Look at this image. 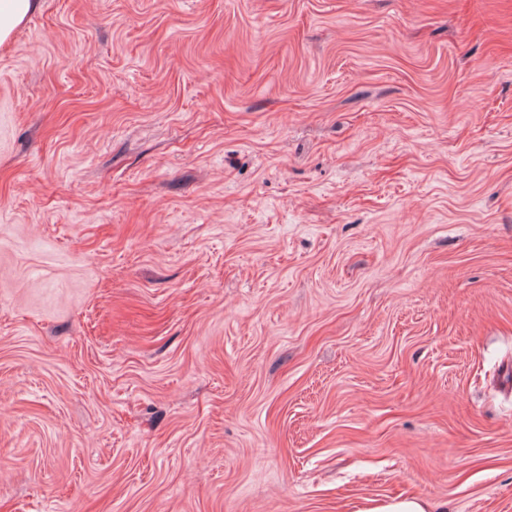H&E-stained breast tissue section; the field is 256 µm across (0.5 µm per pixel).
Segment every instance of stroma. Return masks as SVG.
Segmentation results:
<instances>
[{"mask_svg": "<svg viewBox=\"0 0 512 512\" xmlns=\"http://www.w3.org/2000/svg\"><path fill=\"white\" fill-rule=\"evenodd\" d=\"M512 512V0H41L0 47V512ZM359 512H433L426 501L418 497H403L388 502H373Z\"/></svg>", "mask_w": 512, "mask_h": 512, "instance_id": "1", "label": "stroma"}]
</instances>
